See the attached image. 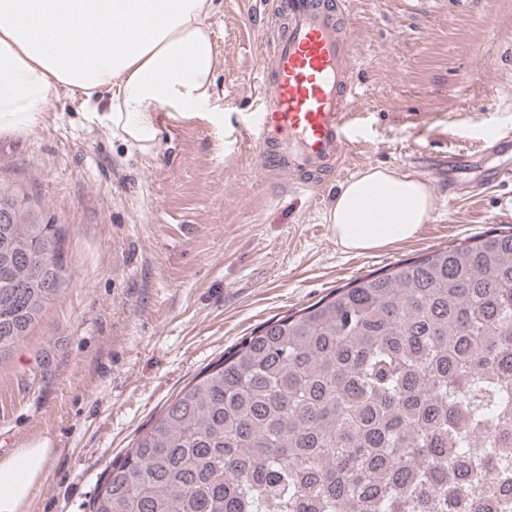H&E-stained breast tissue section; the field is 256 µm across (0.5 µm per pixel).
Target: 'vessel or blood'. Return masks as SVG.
I'll return each mask as SVG.
<instances>
[{
  "label": "vessel or blood",
  "instance_id": "1",
  "mask_svg": "<svg viewBox=\"0 0 512 512\" xmlns=\"http://www.w3.org/2000/svg\"><path fill=\"white\" fill-rule=\"evenodd\" d=\"M285 22L274 28L258 61L259 112L251 116L258 162L271 175H287L296 191L316 177L342 175L366 110L355 80L357 59L342 0H273ZM448 196L469 195L474 157L449 152Z\"/></svg>",
  "mask_w": 512,
  "mask_h": 512
}]
</instances>
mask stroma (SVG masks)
I'll return each instance as SVG.
<instances>
[{"label":"stroma","mask_w":512,"mask_h":512,"mask_svg":"<svg viewBox=\"0 0 512 512\" xmlns=\"http://www.w3.org/2000/svg\"><path fill=\"white\" fill-rule=\"evenodd\" d=\"M260 0H220L210 111L166 113L140 142L81 96L0 137V191L65 230L74 275L0 359V456L56 450L30 512H90L113 459L194 378L266 321L398 261L512 226V184L435 207L408 241L346 252L327 220L337 186L289 190L240 137L258 108ZM370 94L345 177L417 173L512 132V0H347Z\"/></svg>","instance_id":"stroma-1"}]
</instances>
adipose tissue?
Segmentation results:
<instances>
[{
  "label": "adipose tissue",
  "instance_id": "obj_1",
  "mask_svg": "<svg viewBox=\"0 0 512 512\" xmlns=\"http://www.w3.org/2000/svg\"><path fill=\"white\" fill-rule=\"evenodd\" d=\"M217 0H0V135L30 127L46 103L82 94L145 141L158 111L208 108L220 60ZM432 187L370 167L336 195L329 221L358 253L413 239L434 209ZM54 448L0 458V512H29Z\"/></svg>",
  "mask_w": 512,
  "mask_h": 512
}]
</instances>
